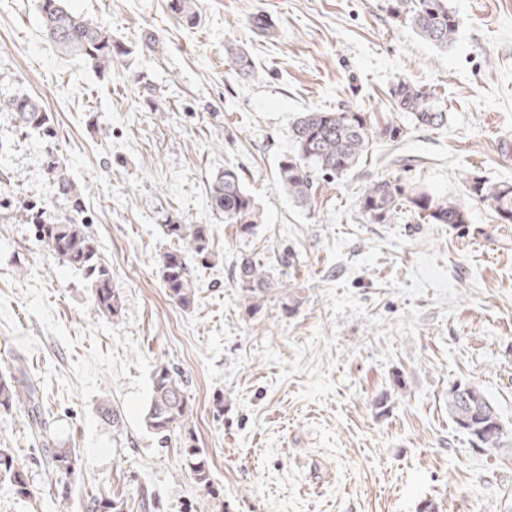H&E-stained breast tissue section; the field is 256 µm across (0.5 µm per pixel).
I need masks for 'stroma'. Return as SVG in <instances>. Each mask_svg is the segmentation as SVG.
I'll return each mask as SVG.
<instances>
[{
	"mask_svg": "<svg viewBox=\"0 0 512 512\" xmlns=\"http://www.w3.org/2000/svg\"><path fill=\"white\" fill-rule=\"evenodd\" d=\"M195 24L169 0H68L128 50L110 71L60 53L43 36L37 0H0V100L24 93L53 136L19 131L0 112V372L16 364L40 387L48 434L24 409H0V448L25 465L32 497L0 484V512H56L45 440L82 464L69 512L88 495L127 503L145 490L155 512H512V447L472 451L448 417V389L479 387L512 431V224L469 200L475 174L512 182V0H449L461 20L441 51L385 0H190ZM268 16L274 35L253 15ZM246 50L250 79L224 65ZM401 81L448 112L436 130L392 107ZM349 107L394 123L353 172L315 177L312 206L278 184L308 110ZM58 156L82 193L86 232L112 272L123 310L97 307L84 273L46 251L25 203L65 211L48 172ZM238 168L262 222L237 234L212 209L211 179ZM399 176L466 201L465 224L397 216L371 224L356 199L367 180ZM211 229V265L189 260L194 309L171 302L158 260L178 249L161 211ZM296 291L249 311L234 283L241 256ZM185 380L191 428L222 500L183 465L179 435L159 443L142 414L151 375ZM224 398V415L213 399ZM120 410L113 431L100 403Z\"/></svg>",
	"mask_w": 512,
	"mask_h": 512,
	"instance_id": "obj_1",
	"label": "stroma"
}]
</instances>
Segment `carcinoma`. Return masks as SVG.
Wrapping results in <instances>:
<instances>
[{"mask_svg": "<svg viewBox=\"0 0 512 512\" xmlns=\"http://www.w3.org/2000/svg\"><path fill=\"white\" fill-rule=\"evenodd\" d=\"M391 15L404 22L422 40L439 50H448L456 38L459 17L448 0H387ZM38 11L45 35L66 54L81 56L93 69L104 72L112 68L113 58L126 54L123 45L112 39V32L103 24L72 12L66 0H38ZM226 66L234 73L250 78L254 69L241 50L226 55ZM397 109L410 117L421 128L438 129L446 126L448 112L433 96L407 82H399L392 90ZM0 112L14 116L21 129L37 128L52 134L49 113L41 102L27 94L0 100ZM395 139L402 134L401 127L386 123L382 129L372 123L370 114L358 110H310L302 113L293 126L295 152L278 164V180L295 202L307 206L315 194L311 172L316 170L333 178L344 176L356 169L368 154L374 133ZM48 169L56 179L57 195L67 205L68 213L57 223L41 220L43 207L28 203L19 211L18 221L31 224L35 237L50 253L62 257L70 266L86 273L91 283L94 300L99 309L112 319L122 313L123 304L112 285V272L99 259L96 241L86 233L84 225L73 215L82 212L81 196L76 185L66 176L63 162L50 155ZM467 196L494 210L497 219L512 216V183L491 182L478 176L466 186ZM209 200L213 210L224 217V223L236 225L239 235H250L261 223L252 196L242 185V176L234 167L212 179ZM356 207L372 224H389L400 213H406L423 224H466L468 207L453 198H440L408 183L399 177L380 178L367 183L362 189ZM164 233L181 241L183 248L162 255L159 263L163 288L170 301L184 310L195 305V291L189 279L186 254L198 258L202 264L214 258L210 230L205 224H180L166 217ZM235 280L248 308L258 309L262 301L278 292L285 294L283 312L292 314L299 299L260 263L251 257L240 259L235 269ZM468 400H463L461 393ZM491 404L477 386L456 383L448 389V416L455 429L465 435L470 444L479 443V429L493 423L497 428L494 442L487 447L495 451L504 447L505 424L496 413L490 419L475 421L467 402ZM24 405L31 413L32 428L46 431V419L39 411V393L34 383L20 373L0 375V408L10 409ZM100 419L118 430L124 425L121 412L108 403L97 409ZM194 407L184 390L182 376L166 365L157 366L152 376L150 399L143 412L145 428L166 439L176 431H185L193 419ZM183 459L188 472L207 493H213L211 466L204 449L195 446L193 433L184 442ZM48 465L58 475L61 491L56 494L61 503L69 498L66 480L80 469V459L73 448L48 450ZM6 482L20 497L33 494L27 475L15 455L8 448H0V483ZM84 512H123V504L110 496L92 495L87 499Z\"/></svg>", "mask_w": 512, "mask_h": 512, "instance_id": "1", "label": "carcinoma"}]
</instances>
